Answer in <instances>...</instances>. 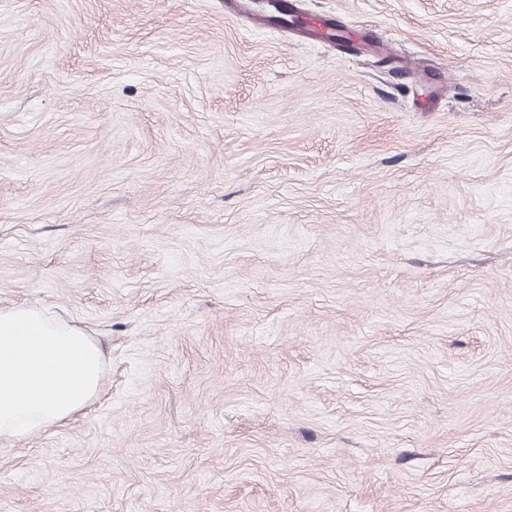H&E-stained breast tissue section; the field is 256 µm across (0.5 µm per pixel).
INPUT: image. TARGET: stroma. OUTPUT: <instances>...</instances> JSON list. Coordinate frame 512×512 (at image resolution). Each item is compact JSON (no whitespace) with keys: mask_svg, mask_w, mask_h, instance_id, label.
<instances>
[{"mask_svg":"<svg viewBox=\"0 0 512 512\" xmlns=\"http://www.w3.org/2000/svg\"><path fill=\"white\" fill-rule=\"evenodd\" d=\"M0 0V305L102 387L0 512H512V0Z\"/></svg>","mask_w":512,"mask_h":512,"instance_id":"35a3bbf8","label":"stroma"}]
</instances>
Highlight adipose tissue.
I'll use <instances>...</instances> for the list:
<instances>
[{"instance_id":"adipose-tissue-1","label":"adipose tissue","mask_w":512,"mask_h":512,"mask_svg":"<svg viewBox=\"0 0 512 512\" xmlns=\"http://www.w3.org/2000/svg\"><path fill=\"white\" fill-rule=\"evenodd\" d=\"M101 346L44 310L0 305V439L66 423L99 393Z\"/></svg>"}]
</instances>
